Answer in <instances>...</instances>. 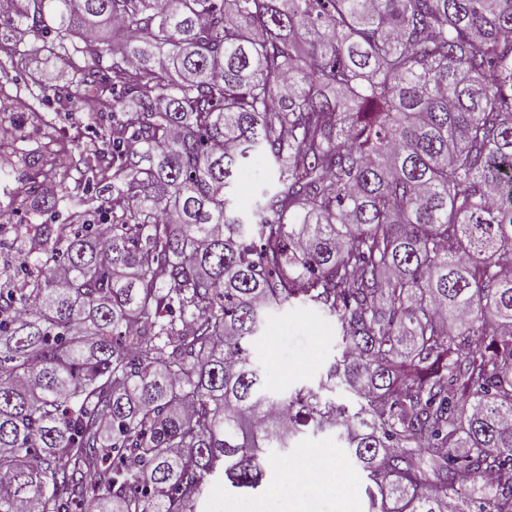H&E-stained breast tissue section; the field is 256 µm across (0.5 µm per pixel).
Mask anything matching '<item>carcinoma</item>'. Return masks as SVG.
<instances>
[{"label": "carcinoma", "mask_w": 512, "mask_h": 512, "mask_svg": "<svg viewBox=\"0 0 512 512\" xmlns=\"http://www.w3.org/2000/svg\"><path fill=\"white\" fill-rule=\"evenodd\" d=\"M11 30L0 72L65 62L51 120L99 123L73 185L28 161L66 217L0 264V512H191L328 430L369 512H512V0H21ZM296 302L338 354L272 394L250 346ZM273 170L265 163H256L241 178L234 191H231L235 208L248 214L257 194L262 188L268 187L272 181Z\"/></svg>", "instance_id": "1"}]
</instances>
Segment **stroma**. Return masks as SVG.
Instances as JSON below:
<instances>
[{
	"instance_id": "obj_1",
	"label": "stroma",
	"mask_w": 512,
	"mask_h": 512,
	"mask_svg": "<svg viewBox=\"0 0 512 512\" xmlns=\"http://www.w3.org/2000/svg\"><path fill=\"white\" fill-rule=\"evenodd\" d=\"M0 123L12 125L16 135L5 145L12 159V188H19L28 172L25 156L37 151L49 161L65 148L92 142V132L82 125L61 121L44 125L28 106L6 102L0 106ZM336 325L331 317L311 305L293 304L273 311L253 345V360L261 369L267 391L280 393L304 384H317L337 354ZM300 471L303 497L309 512H366V477L346 459L335 433L293 438L286 454L266 466L261 487L241 491L210 482L196 512H257L262 501L283 497L289 470ZM333 481L335 496L320 494L326 481Z\"/></svg>"
}]
</instances>
